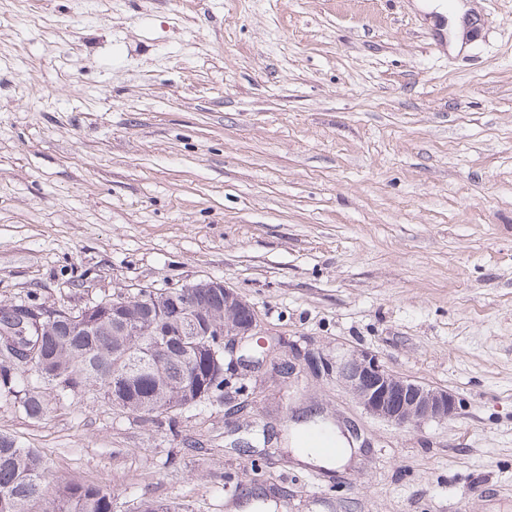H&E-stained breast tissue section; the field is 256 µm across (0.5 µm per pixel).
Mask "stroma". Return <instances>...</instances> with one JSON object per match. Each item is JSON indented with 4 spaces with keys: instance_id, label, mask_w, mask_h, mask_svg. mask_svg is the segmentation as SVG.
Wrapping results in <instances>:
<instances>
[{
    "instance_id": "obj_1",
    "label": "stroma",
    "mask_w": 512,
    "mask_h": 512,
    "mask_svg": "<svg viewBox=\"0 0 512 512\" xmlns=\"http://www.w3.org/2000/svg\"><path fill=\"white\" fill-rule=\"evenodd\" d=\"M214 279L462 411L402 430L249 368L172 430L48 391L0 433L112 512H512V0H0V303ZM313 407L345 463L293 448Z\"/></svg>"
}]
</instances>
